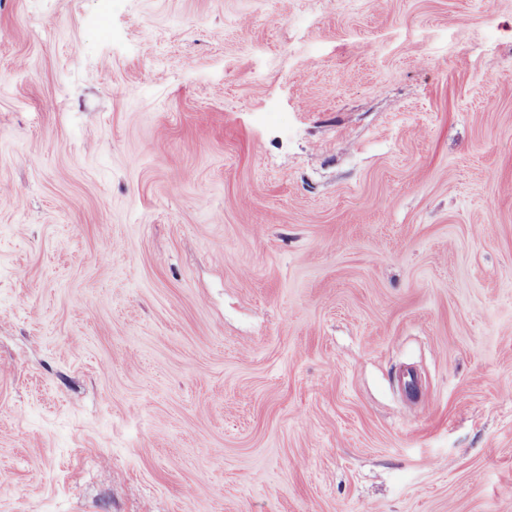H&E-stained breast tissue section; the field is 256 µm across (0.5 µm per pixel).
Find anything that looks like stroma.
<instances>
[{"mask_svg": "<svg viewBox=\"0 0 512 512\" xmlns=\"http://www.w3.org/2000/svg\"><path fill=\"white\" fill-rule=\"evenodd\" d=\"M0 512H512V0H0Z\"/></svg>", "mask_w": 512, "mask_h": 512, "instance_id": "stroma-1", "label": "stroma"}]
</instances>
